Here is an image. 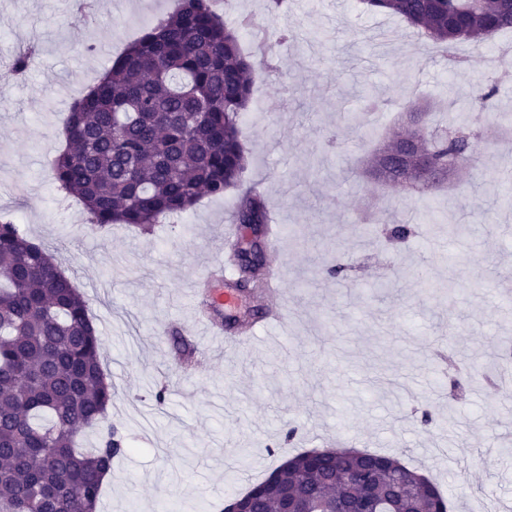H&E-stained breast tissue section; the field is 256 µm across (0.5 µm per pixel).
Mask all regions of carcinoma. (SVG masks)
Returning <instances> with one entry per match:
<instances>
[{"label": "carcinoma", "mask_w": 512, "mask_h": 512, "mask_svg": "<svg viewBox=\"0 0 512 512\" xmlns=\"http://www.w3.org/2000/svg\"><path fill=\"white\" fill-rule=\"evenodd\" d=\"M364 9L403 19L430 41L453 47L480 43L512 28V0H362ZM260 65L245 55L238 32L211 0H176L113 62L107 75L75 101L64 128L67 147L53 161L57 187L82 203L99 231L114 224L147 229L192 208L201 194L222 198L240 187L234 219L256 225L257 241L242 239L233 259L237 287L260 297L263 266L245 260L246 247L264 252L268 222L263 194L243 187L247 156L239 130ZM414 129L374 155L391 160L401 183L428 188L448 164L481 173L470 136ZM413 141L437 176L421 179L418 163L392 154ZM102 338L88 301L53 256L10 221L0 224V512H97L103 475L126 454L120 429L108 423L112 384L100 363ZM107 424L93 448L79 447L90 429ZM371 489L389 512H448V500L426 476L392 455L326 448L318 458L289 457L242 496L252 512H281L288 490L303 507L336 512Z\"/></svg>", "instance_id": "carcinoma-1"}]
</instances>
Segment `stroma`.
I'll return each instance as SVG.
<instances>
[{"instance_id": "obj_1", "label": "stroma", "mask_w": 512, "mask_h": 512, "mask_svg": "<svg viewBox=\"0 0 512 512\" xmlns=\"http://www.w3.org/2000/svg\"><path fill=\"white\" fill-rule=\"evenodd\" d=\"M68 0H0V67L15 44L36 42L37 62L0 96V216L42 244L87 298L112 384L109 416L128 441L102 487L99 512H221L225 498L263 480L289 456L352 445L388 453L437 483L449 512H512V386L472 384L496 374L512 338V205L494 175L512 159V57L489 64V43H460L449 71L442 52L400 19L359 0H224L230 26L289 30L252 90L262 110L241 136L247 183L258 184L285 225L280 260L292 348L256 340L243 354L206 352L192 332L188 287L224 255L236 190L202 197L152 231L91 232L83 207L61 210L53 179L64 126L82 89L174 7V0H103L74 24ZM497 80L490 99L459 112L449 99ZM430 124L470 132L481 178L449 172L416 192L378 180L367 163L386 131L409 124L408 103ZM474 229L467 265L449 262L456 240L444 220ZM413 219L388 240L384 222ZM375 235L363 237L362 225ZM431 251L435 281L461 291L440 303L415 269ZM343 262L342 284L324 275ZM453 347L461 396L433 360ZM166 388L164 405L153 394ZM432 422L422 425L421 411ZM293 440H286L287 431Z\"/></svg>"}]
</instances>
